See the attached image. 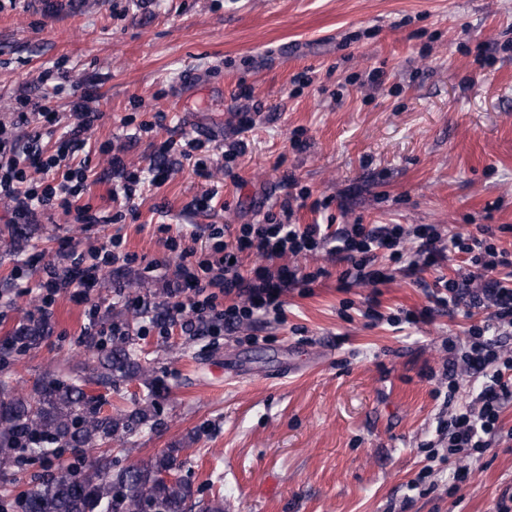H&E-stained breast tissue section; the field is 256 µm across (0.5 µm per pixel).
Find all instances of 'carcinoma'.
<instances>
[{
    "label": "carcinoma",
    "instance_id": "1",
    "mask_svg": "<svg viewBox=\"0 0 512 512\" xmlns=\"http://www.w3.org/2000/svg\"><path fill=\"white\" fill-rule=\"evenodd\" d=\"M49 327L31 319L5 338L0 360L14 352L39 346ZM150 369L141 362L133 338L115 336L112 347L95 354L92 372L80 378L38 380L19 396L7 380H0V471L20 461L42 463L58 457L60 448L93 447L120 442L154 415L145 409L125 412L112 402L86 391L89 384L119 390L137 379L152 387ZM181 463L174 451L148 461L112 470V461L96 457L73 474L41 473L32 487L12 504L17 512H188L192 491L177 476Z\"/></svg>",
    "mask_w": 512,
    "mask_h": 512
}]
</instances>
